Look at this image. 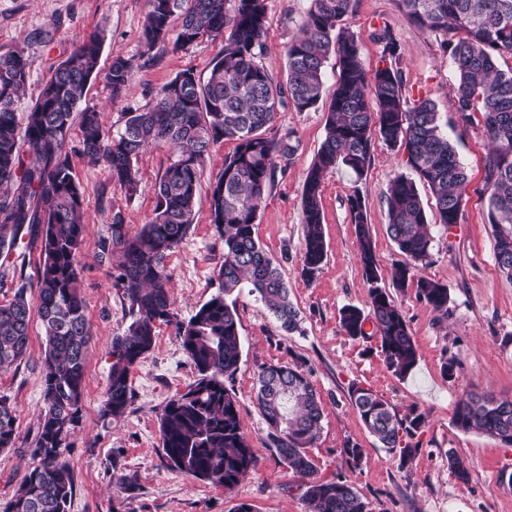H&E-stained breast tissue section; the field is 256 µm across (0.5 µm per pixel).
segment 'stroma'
<instances>
[{"label":"stroma","mask_w":512,"mask_h":512,"mask_svg":"<svg viewBox=\"0 0 512 512\" xmlns=\"http://www.w3.org/2000/svg\"><path fill=\"white\" fill-rule=\"evenodd\" d=\"M269 33L261 62L273 76H283L290 42L299 35L310 0H266ZM148 0H0V48H20L29 61V78L21 110L38 98L52 68L83 38H104L101 69L114 53L135 58L137 69L120 100L104 78L90 81L84 106L102 112L110 132L122 129L126 113L152 104L159 88L177 73L207 75L220 41L203 39L188 49L165 46L154 59L141 58V36ZM345 25L360 37L367 70L381 64L382 44L372 34L390 27L398 44L397 66L408 99H432L444 131L454 141L470 177L472 194L458 223L432 224V261L421 276L448 289L447 316L433 312L415 289L395 292L416 340L420 360L411 374L397 378L388 370L377 337L353 339L338 323L343 306L368 308V286L357 257V241L348 208L350 194H360L372 226L382 274H389L401 254L386 231L385 194L396 173L405 171L401 149L376 143L372 163L363 176L344 168L328 172L322 184L323 232L327 257L315 278L302 273L304 227L302 192L306 171L325 135L327 109L338 71L335 58L324 67L322 100L317 109H282L277 134L292 133L298 143L293 164L275 180L260 207L255 233L282 268L301 323L285 333L255 296L241 293V356L229 386L236 394L242 431L257 459L251 472L233 489L198 481L171 470L163 457L159 417L165 404L195 379V370L171 325L159 326L154 348L131 369L134 397L117 418L102 417L101 407L112 364L114 337L131 323L129 303L115 285L116 269L99 259L114 213L129 231L149 222L155 184L171 161L163 146L144 149L135 161L140 184L135 195L115 185L109 170L82 153L79 128H72L69 161L83 193L85 225L78 257V289L86 303L91 340L84 371L80 425L68 441L65 457L75 479L70 512H233L246 502L254 512H306L304 481L279 460L255 400L257 365H299L321 396L323 429L308 453L322 481L347 480L369 504L371 512H512V446L453 424L457 403L472 395L512 399V281L495 264V238L487 201L477 193L490 144L481 122L460 131L448 103L454 95V71L443 34L419 28L399 10L397 0H357ZM235 144L212 146L198 189L193 228L166 260L168 286L180 320L218 290L221 244L211 222L210 185ZM45 340L39 320H32L25 359L0 369V396L8 397L17 416L14 447L0 449V502L12 496L23 475L37 460L32 454L43 408L42 378ZM457 363L453 378L440 370L442 358ZM371 389L399 415L417 410L425 424L410 437L415 453L408 463L388 452L365 430L348 397L351 385ZM363 449L360 463L343 452L346 440ZM468 463L470 478L460 481L448 466L449 452ZM133 476L131 491L117 490L119 475Z\"/></svg>","instance_id":"1"}]
</instances>
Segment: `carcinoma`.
Returning a JSON list of instances; mask_svg holds the SVG:
<instances>
[{
  "mask_svg": "<svg viewBox=\"0 0 512 512\" xmlns=\"http://www.w3.org/2000/svg\"><path fill=\"white\" fill-rule=\"evenodd\" d=\"M357 0H311L300 34L287 51L285 79L270 74L260 56L268 36L266 0H148L141 56L170 41V23L181 11L174 48L185 49L206 37L222 49L206 76L176 74L156 93L153 104L128 112L117 135L101 113L79 109L87 84L99 74L102 38L91 34L56 67L19 127L18 103L28 78L20 50H0V288L11 279L16 291L0 305V369L24 359L32 312H37L46 340L43 413L34 453L40 464L27 471L0 512H69L73 471L63 457L67 440L79 425L90 326L77 288L78 256L84 224L82 191L66 147L75 113H80L84 155L104 163L112 181L130 196L139 186L133 161L147 146L167 147L172 162L155 189L153 218L129 235L121 212L114 213L100 258L116 262L117 285L129 302L133 321L112 340V365L102 415L117 417L130 406L131 368L155 346L161 324L174 325L177 339L196 370L195 380L171 399L160 415L159 431L169 468L201 481L233 489L253 469L256 450L242 432L236 393L224 384L238 369L240 319L228 297L244 288L256 295L286 333L299 328V312L290 298L280 264L255 237V221L275 174L286 173L298 146L292 136L269 135L278 112L287 105L298 112L317 108L322 98L324 64L336 57L338 78L328 106L325 137L309 166L303 186L305 227L302 272L312 278L327 256L323 234L322 181L345 167L360 178L371 165L374 141L404 148L410 174H398L386 192L387 233L405 260L394 264V288L416 289L432 311L448 314V288L416 274L429 262L430 223L419 193L429 188L439 223L457 224L469 195V179L454 144L442 133L435 102L405 95L401 73L392 65L365 68L359 37L342 25ZM403 14L417 26L448 35V56L456 75L452 109L459 125L481 113L492 144L485 158L483 185L488 219L495 234L498 270L512 280V69L497 59L512 56V0H398ZM136 70L118 53L105 78L112 97L121 98ZM231 140L234 151L210 187L211 223L223 245L217 293L188 321L174 313L167 257L189 235L203 164L211 147ZM33 161L26 164L24 153ZM358 242V263L369 286L370 310L347 305L339 312L345 335L367 336L366 323L379 335L387 368L408 376L419 351L401 307L381 285L371 225L358 194L348 198ZM41 238L37 275L38 306L26 298V281L10 260L25 236ZM256 401L280 461L306 479L308 512H370L348 481H321L307 453L320 436L321 397L299 366L263 364ZM348 396L365 429L400 462L415 449L403 435L420 428L424 416L403 419L391 403L368 388L353 385ZM16 411L0 397V449L16 442ZM453 423L504 442L512 438V401L469 398L456 406ZM455 476L470 477L465 460L448 452Z\"/></svg>",
  "mask_w": 512,
  "mask_h": 512,
  "instance_id": "obj_1",
  "label": "carcinoma"
}]
</instances>
